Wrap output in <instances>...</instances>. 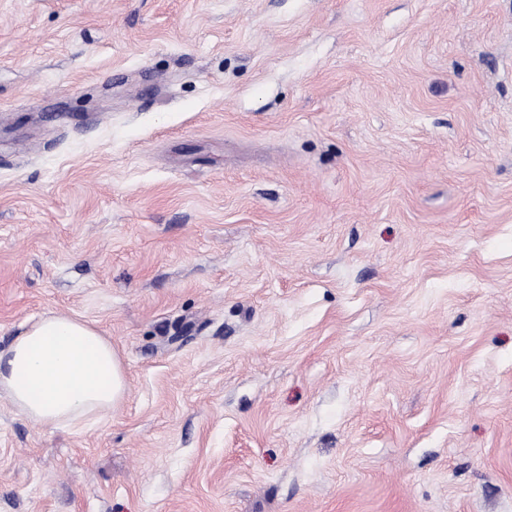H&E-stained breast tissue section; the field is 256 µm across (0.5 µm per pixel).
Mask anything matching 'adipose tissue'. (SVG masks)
Listing matches in <instances>:
<instances>
[{
    "mask_svg": "<svg viewBox=\"0 0 512 512\" xmlns=\"http://www.w3.org/2000/svg\"><path fill=\"white\" fill-rule=\"evenodd\" d=\"M111 342L91 324L49 313L0 351V392L34 423L74 425L126 394Z\"/></svg>",
    "mask_w": 512,
    "mask_h": 512,
    "instance_id": "obj_1",
    "label": "adipose tissue"
}]
</instances>
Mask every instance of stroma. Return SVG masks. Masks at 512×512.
<instances>
[{
	"label": "stroma",
	"instance_id": "35a3bbf8",
	"mask_svg": "<svg viewBox=\"0 0 512 512\" xmlns=\"http://www.w3.org/2000/svg\"><path fill=\"white\" fill-rule=\"evenodd\" d=\"M0 512H512V0H0ZM112 343L91 324L45 314L0 351V391L34 423L74 425L126 394Z\"/></svg>",
	"mask_w": 512,
	"mask_h": 512
}]
</instances>
